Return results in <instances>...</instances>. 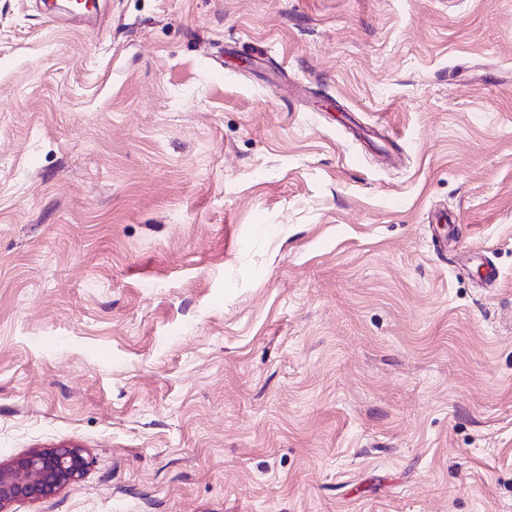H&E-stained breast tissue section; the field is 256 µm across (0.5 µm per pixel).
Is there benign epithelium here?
Returning <instances> with one entry per match:
<instances>
[{
    "mask_svg": "<svg viewBox=\"0 0 512 512\" xmlns=\"http://www.w3.org/2000/svg\"><path fill=\"white\" fill-rule=\"evenodd\" d=\"M87 467V452L78 446L32 448L10 461H0V512H12L21 501L51 497L78 483Z\"/></svg>",
    "mask_w": 512,
    "mask_h": 512,
    "instance_id": "7a95c632",
    "label": "benign epithelium"
}]
</instances>
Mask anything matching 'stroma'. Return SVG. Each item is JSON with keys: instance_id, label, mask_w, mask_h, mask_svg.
<instances>
[{"instance_id": "35a3bbf8", "label": "stroma", "mask_w": 512, "mask_h": 512, "mask_svg": "<svg viewBox=\"0 0 512 512\" xmlns=\"http://www.w3.org/2000/svg\"><path fill=\"white\" fill-rule=\"evenodd\" d=\"M96 3L0 0L15 512H512V0ZM85 448H32L10 461H0V511L11 512L21 501L47 499L78 483L87 467Z\"/></svg>"}]
</instances>
